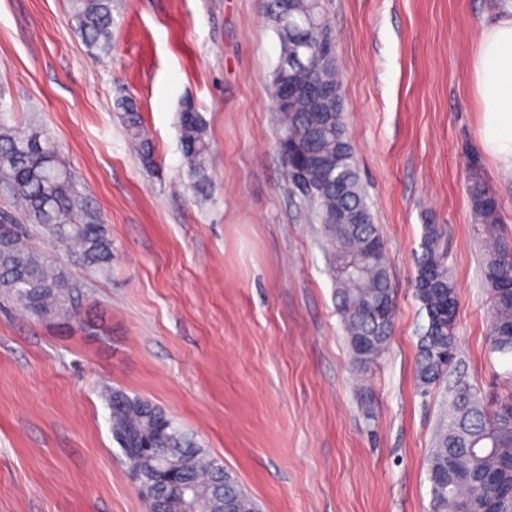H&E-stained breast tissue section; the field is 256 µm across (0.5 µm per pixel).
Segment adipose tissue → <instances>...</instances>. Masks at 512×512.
<instances>
[{"label": "adipose tissue", "instance_id": "adipose-tissue-1", "mask_svg": "<svg viewBox=\"0 0 512 512\" xmlns=\"http://www.w3.org/2000/svg\"><path fill=\"white\" fill-rule=\"evenodd\" d=\"M470 80L483 113L482 145L512 170V13L482 31Z\"/></svg>", "mask_w": 512, "mask_h": 512}]
</instances>
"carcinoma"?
I'll return each instance as SVG.
<instances>
[{"label":"carcinoma","mask_w":512,"mask_h":512,"mask_svg":"<svg viewBox=\"0 0 512 512\" xmlns=\"http://www.w3.org/2000/svg\"><path fill=\"white\" fill-rule=\"evenodd\" d=\"M86 45L100 54L112 48V0H70ZM282 66L303 83L326 80L336 100L321 106L303 92L275 105L278 128L290 153L280 154L291 191L314 211L330 259L352 359L361 370L388 348L394 317L385 244L367 203L353 148L346 136L336 63L319 65L321 38L329 24L320 0H268ZM138 152L148 156L139 109L118 103ZM183 154L199 193L209 182V143L202 117L187 106L180 113ZM324 161L319 167L314 161ZM0 183L10 187L34 224L71 249L89 268L112 261V239L84 206L77 184L55 141L34 126L21 131L0 121ZM468 196L475 220L487 227L485 279L491 294V350L512 357V236L499 229V203L475 159L469 164ZM442 230L424 226L417 259L415 297L427 323L419 336L417 382L425 389L444 377L456 352L458 298L440 248ZM0 289L35 317L79 311L82 291L65 273L45 263L16 230L0 238ZM112 435L128 463L152 482L167 512H259L258 505L224 468L171 416L152 402L108 390ZM431 512H512V388L484 397L467 384L453 389L451 412L438 430L428 459Z\"/></svg>","instance_id":"cac0c4a2"}]
</instances>
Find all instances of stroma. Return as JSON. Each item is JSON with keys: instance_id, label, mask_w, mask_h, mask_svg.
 <instances>
[{"instance_id": "obj_1", "label": "stroma", "mask_w": 512, "mask_h": 512, "mask_svg": "<svg viewBox=\"0 0 512 512\" xmlns=\"http://www.w3.org/2000/svg\"><path fill=\"white\" fill-rule=\"evenodd\" d=\"M344 124L382 230L395 296L388 351L354 364L312 209L276 148L280 42L263 0H114L112 52L90 51L69 0H0V110L36 120L112 238L94 272L0 190V224L79 284L80 310L37 318L0 291V512H143L112 438L111 388L164 408L261 512H428V458L456 380L490 394L477 157L512 232V171L481 143L469 70L512 0H321ZM132 99L153 146L133 149ZM206 123L210 186L183 159L179 111ZM442 244L459 308L452 374L418 389L426 322L413 293L423 228Z\"/></svg>"}]
</instances>
